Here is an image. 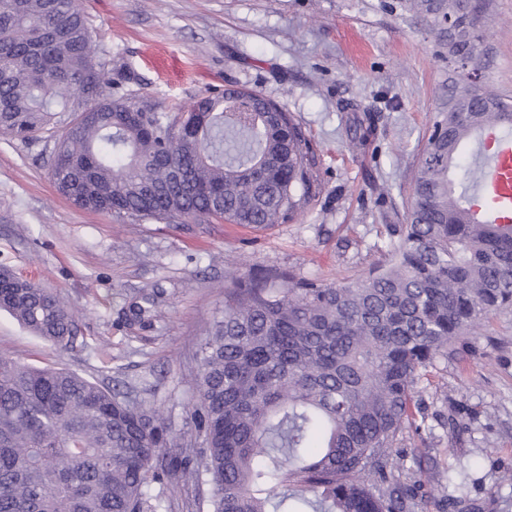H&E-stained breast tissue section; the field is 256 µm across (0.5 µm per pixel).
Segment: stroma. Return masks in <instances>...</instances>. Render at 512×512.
<instances>
[{"mask_svg": "<svg viewBox=\"0 0 512 512\" xmlns=\"http://www.w3.org/2000/svg\"><path fill=\"white\" fill-rule=\"evenodd\" d=\"M396 0H80L112 95L162 112L234 85L279 101L317 155L320 189L294 219L264 229L214 219L131 221L60 196L55 134H0V266L60 294L78 320L73 347L48 345L0 311V356L66 367L166 412L180 442L200 345L224 308V276L273 267L323 283L357 280L384 260L403 221L421 149L452 68L429 19ZM485 85L512 98V0H491ZM174 62L152 67L153 56ZM377 117L358 150L349 111ZM145 310L131 324L133 306ZM420 430L394 442L397 471L421 476L417 512H512V308L491 316L460 363L437 359L416 383ZM460 410V435L448 416ZM452 472L446 481L444 472Z\"/></svg>", "mask_w": 512, "mask_h": 512, "instance_id": "obj_1", "label": "stroma"}]
</instances>
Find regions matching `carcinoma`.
I'll return each mask as SVG.
<instances>
[{"label":"carcinoma","mask_w":512,"mask_h":512,"mask_svg":"<svg viewBox=\"0 0 512 512\" xmlns=\"http://www.w3.org/2000/svg\"><path fill=\"white\" fill-rule=\"evenodd\" d=\"M426 16L448 59L488 64L448 21L488 20L489 0H400ZM467 112L438 113L406 223L388 257L327 285L276 268L229 273L224 316L201 345L182 446L167 416L76 372L0 357V512H170L185 485L209 512H415L418 481L394 472V439L416 424L415 384L465 353L512 306V224L473 219L451 173L481 131L512 130V103L470 79L448 86ZM51 176L75 206L134 219L221 218L262 229L317 188L310 142L285 105L246 88L180 112L112 98L76 0H0V132L60 123ZM377 134L371 112L352 140ZM0 310L47 343L77 337L53 291L0 269Z\"/></svg>","instance_id":"obj_1"}]
</instances>
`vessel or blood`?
<instances>
[{
	"mask_svg": "<svg viewBox=\"0 0 512 512\" xmlns=\"http://www.w3.org/2000/svg\"><path fill=\"white\" fill-rule=\"evenodd\" d=\"M484 139L495 148L479 157L474 188L486 203L484 220L505 223L512 220V142L497 139L490 130Z\"/></svg>",
	"mask_w": 512,
	"mask_h": 512,
	"instance_id": "vessel-or-blood-1",
	"label": "vessel or blood"
}]
</instances>
